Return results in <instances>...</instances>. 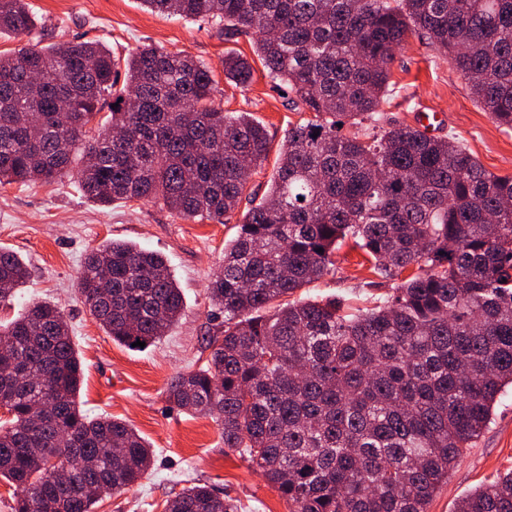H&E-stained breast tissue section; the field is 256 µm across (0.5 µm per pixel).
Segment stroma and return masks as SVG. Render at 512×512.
<instances>
[{"instance_id":"1","label":"stroma","mask_w":512,"mask_h":512,"mask_svg":"<svg viewBox=\"0 0 512 512\" xmlns=\"http://www.w3.org/2000/svg\"><path fill=\"white\" fill-rule=\"evenodd\" d=\"M44 28L45 43L96 41L120 58L151 43L206 63L217 81L225 111L248 112L269 130V157L255 174L237 210L226 223L183 220L158 201L100 206L74 179L51 184L0 186V248L20 255L31 276L0 321L17 316L34 299L55 302L64 312L74 348L84 366L81 409L89 417L125 420L153 448L149 474L119 496L105 495L94 512H164L167 500L196 482L229 495L238 512H289L288 504L261 473L226 448L210 417L169 402L166 388L178 373L205 366L206 344L224 324L207 288L219 271L224 245L237 224L263 195L289 128L301 115L290 94L267 75L249 34L228 35L211 22L151 12L140 0H27ZM247 58L254 76L247 88L224 78V57ZM398 122L416 125L419 111L441 117L434 135L454 137L488 171L512 175V129L498 126L473 101L466 82L447 58L410 37L391 66L385 107ZM106 240L129 241L167 259L185 301L184 315L164 336L141 350L112 341L85 306L78 280L86 253ZM332 272L301 288L302 298H334L356 309L396 288V280L377 275L361 250L343 246ZM512 469V390L501 395L488 428L460 459L429 512H455L458 500L497 473Z\"/></svg>"}]
</instances>
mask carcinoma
<instances>
[{
  "instance_id": "1",
  "label": "carcinoma",
  "mask_w": 512,
  "mask_h": 512,
  "mask_svg": "<svg viewBox=\"0 0 512 512\" xmlns=\"http://www.w3.org/2000/svg\"><path fill=\"white\" fill-rule=\"evenodd\" d=\"M163 15L255 35L268 76L311 118L288 129L276 174L224 244L208 285L224 328L204 368L177 374L174 405L210 416L224 447L258 467L289 512H428L458 458L512 387V176L486 170L454 138L384 112L390 65L416 36L450 57L496 123L512 128V0H141ZM26 0H0V185L77 175L102 204L160 200L178 217L224 223L267 160V129L215 104L209 67L153 45L123 61L97 42L33 40ZM246 88L251 64L224 56ZM70 102L72 121L60 120ZM111 126L87 135L107 103ZM385 278L417 272L371 308L295 299L346 241ZM323 252H317V249ZM27 263L0 249V307ZM79 292L112 340L149 345L184 301L165 258L111 241L89 253ZM0 478L12 512H92L149 471L153 450L125 422L78 406L84 369L57 305L0 323ZM50 415L29 426L42 406ZM96 461L68 483L52 461ZM165 512H237L206 485ZM455 512H512V471L459 499Z\"/></svg>"
}]
</instances>
